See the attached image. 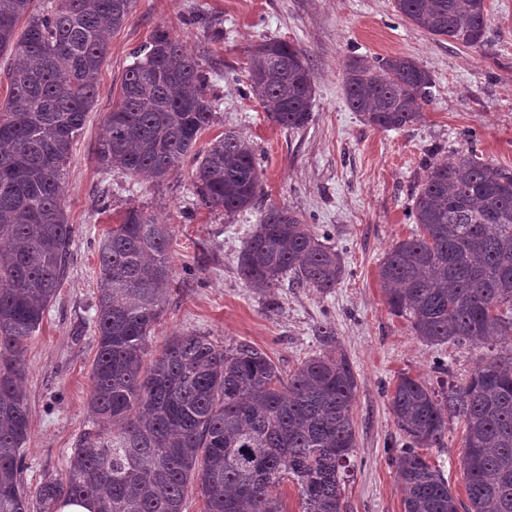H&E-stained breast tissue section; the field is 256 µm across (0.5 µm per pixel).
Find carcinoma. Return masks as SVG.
Wrapping results in <instances>:
<instances>
[{"mask_svg":"<svg viewBox=\"0 0 512 512\" xmlns=\"http://www.w3.org/2000/svg\"><path fill=\"white\" fill-rule=\"evenodd\" d=\"M136 0H0V55L18 60L0 103V512H55L92 501L97 512H185L198 485L203 512H282L278 488L298 485L302 512H344L343 484L356 447L357 377L346 358L319 355L283 374L263 351L221 348L200 334L174 336L147 361L148 337L173 273L168 225L132 206L98 246L96 355L90 406L108 429L87 432L64 474L22 485L30 436L23 390L25 344L63 279L72 238L67 163L94 105L108 54L107 26ZM430 35L481 50L486 0H394ZM25 21L16 34L19 21ZM315 76L305 50L282 40L251 47L247 95L271 122L303 129ZM430 73L405 57L351 62L346 104L367 124L399 130L422 118ZM202 62L168 27L133 53L119 100L94 152L101 170L169 179L192 159L200 203L226 215L263 191L252 141L226 133L197 147L216 107ZM412 237L379 270L391 310L441 345L497 337L506 345L467 382L433 366L437 387L403 374L390 394L404 512H512V169L466 151L428 164L411 207ZM238 271L253 288L287 279L327 294L345 276L342 256L305 217L270 206L246 237ZM463 423L468 503L419 452Z\"/></svg>","mask_w":512,"mask_h":512,"instance_id":"cac0c4a2","label":"carcinoma"}]
</instances>
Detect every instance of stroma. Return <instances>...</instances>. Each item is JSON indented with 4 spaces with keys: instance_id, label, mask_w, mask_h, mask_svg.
Returning a JSON list of instances; mask_svg holds the SVG:
<instances>
[{
    "instance_id": "35a3bbf8",
    "label": "stroma",
    "mask_w": 512,
    "mask_h": 512,
    "mask_svg": "<svg viewBox=\"0 0 512 512\" xmlns=\"http://www.w3.org/2000/svg\"><path fill=\"white\" fill-rule=\"evenodd\" d=\"M487 5L485 44L475 52L410 24L393 0H137L126 27L107 34L110 52L96 100L67 169L72 239L66 271L41 328L26 344V487L63 473L84 433L99 426L89 406L97 248L135 205L170 225L173 235V277L150 334L151 350L171 337L202 333L224 348L255 346L285 371L315 355L345 354L358 381L347 512H402L403 491L390 454L399 436L389 400L395 381L406 372L434 382L432 365L441 358L461 384L491 352L419 339L410 318L388 306L378 272L386 253L414 232L409 207L428 163L472 147L484 160L512 167V0ZM198 14L222 23L223 38L212 39L194 23ZM161 24L210 73L217 105L201 142L231 130L250 138L256 149L264 193L252 209L227 217L198 206L187 160L160 187L147 176L104 172L93 160L132 51ZM269 38L301 46L309 55L315 94L306 128L270 122L245 94L247 51ZM391 56L415 59L433 84L420 122L382 131L349 109L343 79L352 58ZM271 205L303 214L343 256L347 273L331 293L289 283L256 290L242 280L238 253ZM324 324L333 329V342L319 336ZM463 447L464 426L453 422L441 445L422 451L461 499Z\"/></svg>"
}]
</instances>
